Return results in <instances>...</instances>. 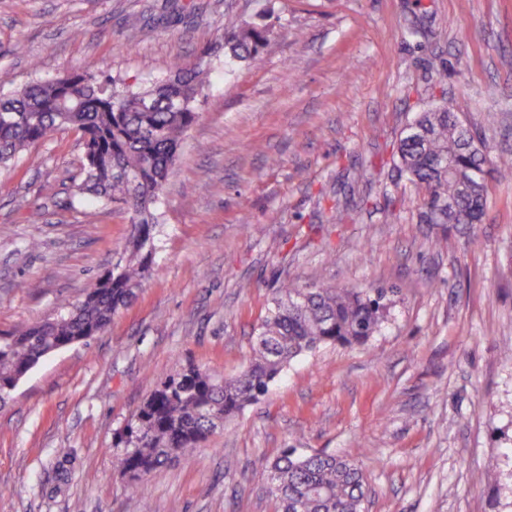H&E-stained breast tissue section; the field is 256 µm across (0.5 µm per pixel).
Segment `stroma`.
Here are the masks:
<instances>
[{
	"instance_id": "1",
	"label": "stroma",
	"mask_w": 512,
	"mask_h": 512,
	"mask_svg": "<svg viewBox=\"0 0 512 512\" xmlns=\"http://www.w3.org/2000/svg\"><path fill=\"white\" fill-rule=\"evenodd\" d=\"M246 22L269 28L255 63L222 47ZM19 43L44 79L211 69L135 299L0 408V512H274L264 465L289 447L361 466L365 512H512V171L492 169L477 237H441L396 167L405 125L443 104L512 154V0H0V95L36 75ZM81 157L65 130L0 167V334L123 254L129 216L78 196ZM286 280L383 289V323L293 359L130 488L116 432L188 365L242 371Z\"/></svg>"
}]
</instances>
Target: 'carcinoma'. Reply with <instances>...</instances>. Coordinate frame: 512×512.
<instances>
[{
	"instance_id": "obj_1",
	"label": "carcinoma",
	"mask_w": 512,
	"mask_h": 512,
	"mask_svg": "<svg viewBox=\"0 0 512 512\" xmlns=\"http://www.w3.org/2000/svg\"><path fill=\"white\" fill-rule=\"evenodd\" d=\"M224 55L255 61L267 30L251 23L222 36ZM210 61L176 62L167 79L129 84L92 71L33 79L0 97V166L66 128L83 142L79 194L123 205L131 233L112 274L92 281L84 300L66 314L18 335L0 334V387L56 348L102 332L127 306L149 273L161 223L157 204L186 132L197 117ZM400 171L423 190L421 222L475 234L488 207L486 166L512 170V156H490L474 129L446 105L418 113L402 131ZM382 289L300 288L284 283L259 323L245 370L215 376L191 365L166 378L118 433L126 472L148 476L187 458L226 420L264 395L286 364L324 343L365 344L383 319ZM265 493L275 512H364V474L332 454L285 448L269 467Z\"/></svg>"
}]
</instances>
